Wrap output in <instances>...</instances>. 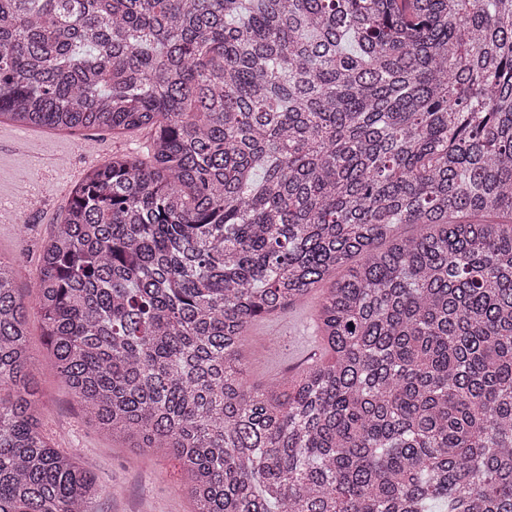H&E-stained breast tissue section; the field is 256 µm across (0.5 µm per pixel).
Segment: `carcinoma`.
<instances>
[{"label": "carcinoma", "mask_w": 512, "mask_h": 512, "mask_svg": "<svg viewBox=\"0 0 512 512\" xmlns=\"http://www.w3.org/2000/svg\"><path fill=\"white\" fill-rule=\"evenodd\" d=\"M0 116L153 132L86 173L35 302L72 399L176 455L194 512H512V0H0ZM342 266L330 358L248 384L250 324ZM15 277L0 512H94Z\"/></svg>", "instance_id": "cac0c4a2"}]
</instances>
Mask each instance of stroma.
<instances>
[{
  "instance_id": "35a3bbf8",
  "label": "stroma",
  "mask_w": 512,
  "mask_h": 512,
  "mask_svg": "<svg viewBox=\"0 0 512 512\" xmlns=\"http://www.w3.org/2000/svg\"><path fill=\"white\" fill-rule=\"evenodd\" d=\"M149 130L121 135L73 132L0 123V203H17L14 221L0 223V255L16 262L17 286L29 313L34 364L44 423L59 447L90 469L108 496L96 512H192L180 461L170 454L138 453L102 435L68 394L45 358L40 316L34 309L44 239L60 223L86 173L128 155L148 160ZM321 294L254 321L247 331V377L261 384L285 378L323 357L317 328Z\"/></svg>"
}]
</instances>
